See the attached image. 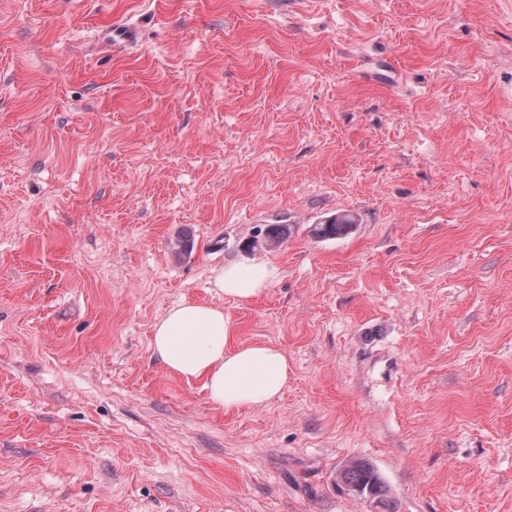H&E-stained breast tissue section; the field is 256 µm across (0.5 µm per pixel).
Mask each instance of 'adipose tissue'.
<instances>
[{
	"label": "adipose tissue",
	"instance_id": "1",
	"mask_svg": "<svg viewBox=\"0 0 512 512\" xmlns=\"http://www.w3.org/2000/svg\"><path fill=\"white\" fill-rule=\"evenodd\" d=\"M266 262L229 264L215 284L240 301L256 297L276 278ZM234 325L222 308L184 301L154 324L151 347L169 373L203 379L210 400L225 410L256 407L278 396L288 384L286 351L266 345H233Z\"/></svg>",
	"mask_w": 512,
	"mask_h": 512
}]
</instances>
